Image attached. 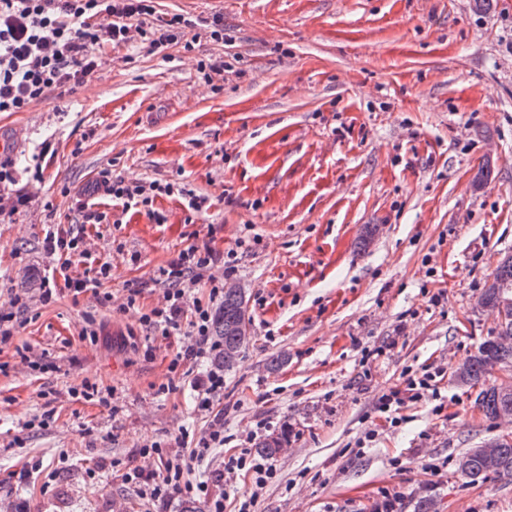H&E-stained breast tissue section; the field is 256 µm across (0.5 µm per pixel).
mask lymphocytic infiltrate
Returning <instances> with one entry per match:
<instances>
[{
    "instance_id": "lymphocytic-infiltrate-1",
    "label": "lymphocytic infiltrate",
    "mask_w": 512,
    "mask_h": 512,
    "mask_svg": "<svg viewBox=\"0 0 512 512\" xmlns=\"http://www.w3.org/2000/svg\"><path fill=\"white\" fill-rule=\"evenodd\" d=\"M192 20L181 14H158L154 0H0V112H23L32 104L46 99L55 89L74 90L87 82L98 67L96 52L112 44L145 45L147 51L159 54L181 44L193 48L189 34ZM19 172L15 162L0 158V220L12 217L32 201L31 194L19 188ZM87 196L103 195L122 205L123 209L143 211L154 223L164 217L154 210L157 198L181 196L188 211L206 212L207 197L172 181L128 180L113 176L104 169ZM43 249L55 257L57 272L44 277L39 289L41 305L54 303L61 293L73 299L91 295L100 305L112 300L103 285L110 279L112 265L92 257L85 247V234L59 224L47 225ZM80 263L82 273L71 274L73 263ZM237 271L233 254L217 252L209 244L191 242L177 256L157 270L156 282L165 285V304L139 313L138 323L147 332L163 336H185L189 342L178 355L179 361L192 362L218 357L223 341L214 336V306L224 298V281ZM209 286V298L192 300L191 290L198 284ZM439 370L429 367L407 374L403 387L391 388L374 406L379 418L399 427L400 410L405 402L436 399L440 396ZM224 395V372L210 371L197 391L195 412L212 415L206 431L193 436L190 455L204 460L209 451L223 447L224 421L215 416L214 406ZM147 453L161 458L163 470L152 480H143L137 470H129L127 478L138 484L141 499L156 501L173 495L203 496L206 484H192L184 478L182 462L168 459L162 443L146 448Z\"/></svg>"
}]
</instances>
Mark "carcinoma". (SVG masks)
<instances>
[{"instance_id":"obj_1","label":"carcinoma","mask_w":512,"mask_h":512,"mask_svg":"<svg viewBox=\"0 0 512 512\" xmlns=\"http://www.w3.org/2000/svg\"><path fill=\"white\" fill-rule=\"evenodd\" d=\"M502 284L509 286L506 296L512 298V260L499 263L493 282L484 290L487 307L498 309V286ZM243 311V297L224 294V305L215 318L214 332L224 341V352L219 362L224 364L226 370L233 368L246 342L241 334L234 331V327L241 322ZM462 365L463 371L459 373L461 383L477 389L476 401L484 415L495 417L502 411L512 410V396H503L495 390L494 385L486 382V374L493 367L512 366V318L502 322L498 336L483 342L477 353L466 358ZM459 462L465 463L461 475L472 484L483 483L492 475L512 476V439L501 440L491 457L469 450L460 457Z\"/></svg>"}]
</instances>
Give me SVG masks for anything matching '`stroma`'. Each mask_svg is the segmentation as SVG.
<instances>
[{
	"label": "stroma",
	"mask_w": 512,
	"mask_h": 512,
	"mask_svg": "<svg viewBox=\"0 0 512 512\" xmlns=\"http://www.w3.org/2000/svg\"><path fill=\"white\" fill-rule=\"evenodd\" d=\"M156 9L223 16L231 43L205 38L198 51L230 65L223 91L199 79L181 47L107 45L75 92L0 112V133L22 134L21 182H32V158L43 168L35 204L0 222V301L13 287L37 293L52 264L43 225L71 224L102 169L177 181L211 203L193 217L182 198L162 197L153 207L164 223L116 206L112 223L86 225L92 253L112 264V303L67 293L33 303L0 350L9 365L0 505L209 512L229 449L284 430L287 449L251 512H373L387 490L400 492L399 512L422 497L437 512H512L511 478L472 484L457 470L464 452L505 428L453 376L498 332L497 312L474 303L512 254V0H157ZM250 232L259 244L237 250ZM193 241L236 251L249 318L216 405L226 445L201 462L180 434L209 425L194 399L214 364L172 370L183 337H147L137 321L163 300L155 270ZM137 285L136 311L118 312ZM90 315L93 338L82 333ZM25 346L49 372L20 365ZM425 366L443 371L444 408L405 403L403 424L389 427L374 402ZM85 380L113 388V408L72 400L69 388ZM46 412L49 428L27 429ZM371 429L372 448L352 456ZM155 441L207 483L208 498H139L123 466L159 473L142 452ZM33 458L41 472L28 473ZM431 458L447 468L425 470Z\"/></svg>",
	"instance_id": "1"
}]
</instances>
